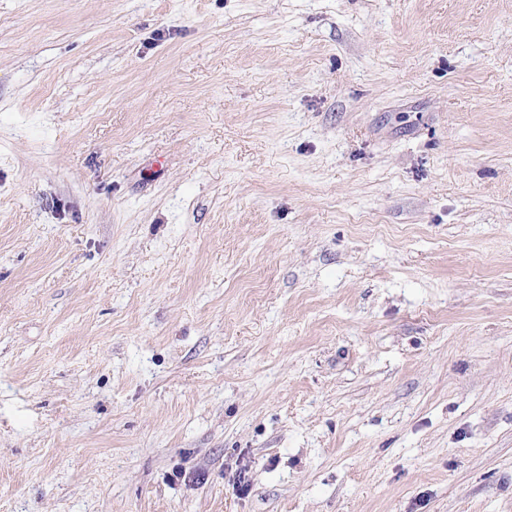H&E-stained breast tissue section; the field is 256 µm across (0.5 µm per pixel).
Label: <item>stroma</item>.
<instances>
[{"mask_svg": "<svg viewBox=\"0 0 512 512\" xmlns=\"http://www.w3.org/2000/svg\"><path fill=\"white\" fill-rule=\"evenodd\" d=\"M0 512H512V0H0Z\"/></svg>", "mask_w": 512, "mask_h": 512, "instance_id": "obj_1", "label": "stroma"}]
</instances>
